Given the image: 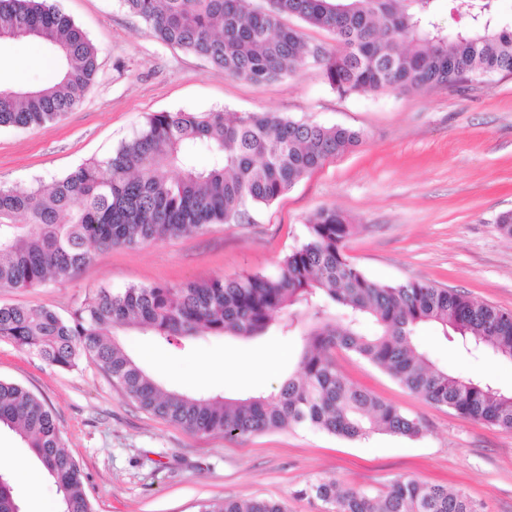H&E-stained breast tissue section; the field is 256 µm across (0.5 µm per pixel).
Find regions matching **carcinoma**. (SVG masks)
Wrapping results in <instances>:
<instances>
[{
	"instance_id": "carcinoma-1",
	"label": "carcinoma",
	"mask_w": 512,
	"mask_h": 512,
	"mask_svg": "<svg viewBox=\"0 0 512 512\" xmlns=\"http://www.w3.org/2000/svg\"><path fill=\"white\" fill-rule=\"evenodd\" d=\"M162 44L207 59L253 83L282 81L309 66L340 96L427 91L476 77L512 74V24L494 0H457L466 26L444 31L431 21L434 0H123ZM301 23L326 30L334 44L305 40ZM4 42L40 44L59 62L58 82L15 87L0 82V126L61 119L83 100L98 71V49L47 0H0ZM340 125L280 112H162L109 156L35 188L0 187V290L69 280L95 249L131 247L241 224L329 159L360 144ZM202 145L209 162L198 165ZM308 236L278 273L245 274L181 285L93 291L66 316L46 306H0V341L68 370L86 356L140 408L196 434L230 438L304 426L350 440L384 432L420 434L419 423L391 402L347 380L336 351L381 368L409 391L458 415L512 431V392L478 376L433 366L414 339L424 324L468 354L490 351L512 361V312L480 304L426 281L399 285L369 278L344 253L353 234L336 208L320 209ZM373 324V333L362 331ZM128 330L175 347L197 336L300 337L294 372L273 396L209 397L166 390L125 350ZM31 450L61 495L62 512H94L82 469L63 449L47 403L0 379V428ZM296 495L319 512H480L462 490L396 478L371 497L318 479ZM0 512H21L9 472L0 469ZM199 512H288L282 500L224 498Z\"/></svg>"
}]
</instances>
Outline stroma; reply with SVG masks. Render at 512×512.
I'll list each match as a JSON object with an SVG mask.
<instances>
[{"instance_id": "35a3bbf8", "label": "stroma", "mask_w": 512, "mask_h": 512, "mask_svg": "<svg viewBox=\"0 0 512 512\" xmlns=\"http://www.w3.org/2000/svg\"><path fill=\"white\" fill-rule=\"evenodd\" d=\"M99 52V75L82 104L61 120L31 128L0 126V185L29 188L104 157L160 112L270 110L362 131L351 151L327 161L248 224H213L201 233L138 247L96 251L65 282L0 290V305L78 308L106 286L178 285L242 273L273 274L306 240L316 211L336 208L354 234L344 252L385 284L426 280L512 311V238L498 227L512 211V74H495L423 93L338 96L318 68L274 83L225 76L205 59L155 40L121 0H54ZM30 43L0 45V80L48 84L30 66ZM164 387L241 398L278 392L295 367L300 341L200 336L174 347L135 332L123 338ZM440 369L485 376L512 391V362L465 355L440 329L417 338ZM274 360L244 378L241 354ZM343 375L416 419L414 438L377 433L348 440L307 427L228 438L189 433L132 402L88 358L61 370L0 342V379L20 383L54 412L65 450L79 461L95 512H198L220 498L286 500L289 512H318L297 489L325 477L378 496L412 477L464 490L482 512H512V432L474 422L410 392L352 353L337 352Z\"/></svg>"}]
</instances>
